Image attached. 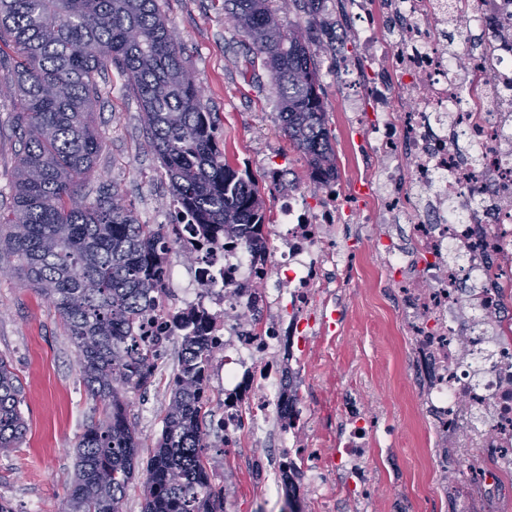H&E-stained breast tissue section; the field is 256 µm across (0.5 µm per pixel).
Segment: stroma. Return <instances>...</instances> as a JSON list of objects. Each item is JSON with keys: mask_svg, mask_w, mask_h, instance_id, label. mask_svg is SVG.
<instances>
[{"mask_svg": "<svg viewBox=\"0 0 512 512\" xmlns=\"http://www.w3.org/2000/svg\"><path fill=\"white\" fill-rule=\"evenodd\" d=\"M169 26L182 44L186 67L212 112L216 141L229 163L249 174L274 208L269 168L286 171L288 183L306 186V164L279 129L276 96L268 73L252 60L242 37L224 12V0H159ZM349 0H325L316 17L317 33L334 35L353 73H363L355 29L348 19ZM326 124L336 151L337 185L355 202L362 184L371 182L377 162L365 148L364 129L349 112L348 83L336 72L332 53L319 58ZM141 106L117 72L106 78V91L94 122L102 139L92 177L80 188L94 199L99 186L121 194L143 224L171 219L169 181L150 149L141 122ZM20 144L18 131L0 112V207L12 203V184ZM407 218L380 226L354 219L336 225L333 238L341 252L336 272V331L310 336L295 352L294 368L306 379L298 403L307 419L302 439L331 464L345 418L339 407L350 404L369 419L370 432L359 466L364 512H481L483 505L469 481L443 478L436 462L458 458L454 448H440L432 418L419 391L426 384L421 351L400 312L402 287L375 246L379 232L410 248ZM180 339H173L157 361L146 389L127 395V415L141 438V461H148L162 429L169 400L168 383L178 366ZM0 354L12 363L23 386L21 409L28 429L19 448L0 454V497L13 512H58L64 489L75 472V452L93 407L78 365L77 352L65 336L53 307L23 281L15 261H0ZM351 378L350 390L336 379ZM278 443L269 433L264 445L241 438L225 448L221 433L208 438L210 467L228 478L224 512H265L276 490L267 472L276 470Z\"/></svg>", "mask_w": 512, "mask_h": 512, "instance_id": "stroma-1", "label": "stroma"}]
</instances>
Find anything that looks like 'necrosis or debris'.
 <instances>
[{
    "label": "necrosis or debris",
    "instance_id": "necrosis-or-debris-1",
    "mask_svg": "<svg viewBox=\"0 0 512 512\" xmlns=\"http://www.w3.org/2000/svg\"><path fill=\"white\" fill-rule=\"evenodd\" d=\"M375 2L356 3L370 78L349 82V110L378 158L358 212L371 224L400 214L414 221L415 263L392 242L382 253L420 282L407 291L403 316L437 369L421 400L440 441L494 449L481 481L488 492L512 474V339L500 334L512 325L502 299L512 293V44L488 56L476 42L487 31L512 32V0H485L479 11L469 0H393L388 37L371 19ZM370 112L379 120L367 121ZM460 139L469 154L458 152ZM276 208L264 251L216 238L147 329L165 342L203 336L224 374L218 425L226 438L245 428L261 441L275 422L280 449L310 460L284 477L296 512L310 495L334 503L337 474L362 455L367 429L363 415L347 416L339 439L346 458L335 468L318 464V449L299 439L297 373L284 354L332 329L313 312L331 301L324 267L339 262L329 230L342 208L331 190L313 205L293 188L281 189Z\"/></svg>",
    "mask_w": 512,
    "mask_h": 512
}]
</instances>
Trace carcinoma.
<instances>
[{"instance_id": "cac0c4a2", "label": "carcinoma", "mask_w": 512, "mask_h": 512, "mask_svg": "<svg viewBox=\"0 0 512 512\" xmlns=\"http://www.w3.org/2000/svg\"><path fill=\"white\" fill-rule=\"evenodd\" d=\"M234 29L269 73L281 130L303 154L313 189L336 179L318 55L310 26H287L275 0H224ZM0 43L13 63L0 107L20 132L11 217L0 215V260L13 258L49 301L74 345L83 384L102 418L76 445L65 512H122L139 471V440L121 390L152 382L157 349L135 328L163 301L162 271L183 219L206 234L235 233L260 247L271 223L255 183L227 163L211 113L185 67L158 0H0ZM115 67L139 100L149 145L177 206L170 224H142L119 194L76 200L101 142L93 114L98 77ZM209 353L182 340L162 430L144 474L143 512H224L205 463L211 420L202 384ZM23 387L0 356V453L26 431Z\"/></svg>"}]
</instances>
